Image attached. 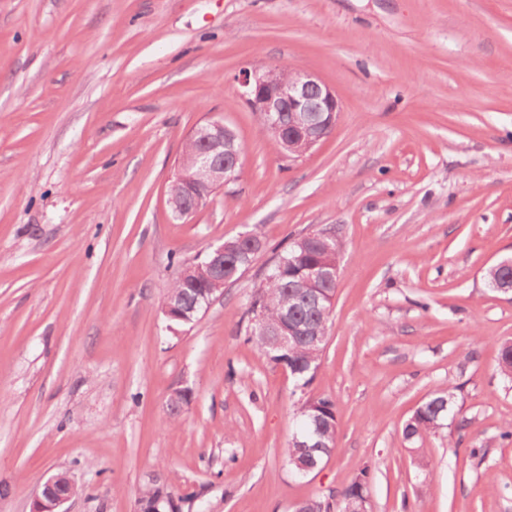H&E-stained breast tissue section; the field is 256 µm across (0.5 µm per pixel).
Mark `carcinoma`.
<instances>
[{"label":"carcinoma","instance_id":"carcinoma-1","mask_svg":"<svg viewBox=\"0 0 512 512\" xmlns=\"http://www.w3.org/2000/svg\"><path fill=\"white\" fill-rule=\"evenodd\" d=\"M228 252L224 255V265L238 273L244 271L248 262L255 260L248 243H238L237 239L227 241ZM343 244L336 241L332 249L324 242L313 238L303 249L295 245L281 253L283 262L271 268L254 291L247 313L260 317V322L246 332V341L270 363H285L295 381L304 388L314 379L320 368L323 342H314L317 336H327L330 317L326 314L328 300L337 287L333 278L307 282L297 273L307 267H333L340 258ZM213 288L211 273L204 260L198 261L193 275L183 279L176 277L161 307H173L182 315L181 320H172L170 325L184 326L193 323L201 313L204 298ZM295 324L302 329V335L288 347L280 350L274 347L275 333L284 323ZM500 373L512 379V341L500 345L498 353ZM459 387L448 385L437 389L422 402L405 422L402 435L409 443L422 440L437 433L444 421L455 414ZM309 437L315 447L302 448L294 440L288 441L284 456L288 464L295 468L301 463L314 469L324 459L330 457L336 448L338 423L334 402L328 397L310 398L298 408ZM370 481V467L364 466L359 475L336 497L326 502H307L295 512H311L318 506V512H347L353 499L367 492Z\"/></svg>","mask_w":512,"mask_h":512}]
</instances>
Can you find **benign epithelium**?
<instances>
[{"label": "benign epithelium", "mask_w": 512, "mask_h": 512, "mask_svg": "<svg viewBox=\"0 0 512 512\" xmlns=\"http://www.w3.org/2000/svg\"><path fill=\"white\" fill-rule=\"evenodd\" d=\"M238 82L268 137L287 147L304 143L313 148L332 131L341 112L336 91L306 71L287 76L275 65H254L242 71ZM226 129L224 121L210 120L189 134L188 140L198 145L195 162L209 178L203 189L186 185L179 195L168 194L169 208L180 218L191 217L207 204L210 194L238 180L244 149L233 147L228 158L220 159L214 147L224 141ZM73 486L65 473L51 477L33 499L30 512H66L63 506L71 500Z\"/></svg>", "instance_id": "benign-epithelium-1"}]
</instances>
